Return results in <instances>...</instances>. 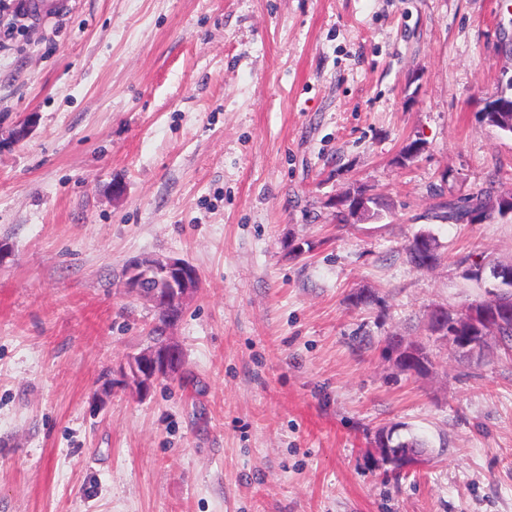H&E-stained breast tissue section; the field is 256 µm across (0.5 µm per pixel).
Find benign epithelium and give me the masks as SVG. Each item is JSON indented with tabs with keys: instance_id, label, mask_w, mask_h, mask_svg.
Here are the masks:
<instances>
[{
	"instance_id": "benign-epithelium-1",
	"label": "benign epithelium",
	"mask_w": 512,
	"mask_h": 512,
	"mask_svg": "<svg viewBox=\"0 0 512 512\" xmlns=\"http://www.w3.org/2000/svg\"><path fill=\"white\" fill-rule=\"evenodd\" d=\"M499 288L512 289V264L500 263L493 273ZM125 286L130 291L143 294L144 288L152 287L150 300L155 308L164 309L177 320L188 295L199 287L197 269L179 258L143 257L131 262L125 270ZM448 314L446 309H435L430 314L432 334L446 338L458 350H474L487 345L489 331L502 318L512 314V299H501L492 307H474L468 317L455 324V330L444 336L442 323ZM180 364V351L170 343L154 346L128 358L120 367L119 379L108 378L101 394L108 395L116 384L132 386L140 392H148L164 377L176 372Z\"/></svg>"
}]
</instances>
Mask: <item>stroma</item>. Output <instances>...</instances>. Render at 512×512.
I'll use <instances>...</instances> for the list:
<instances>
[{"mask_svg":"<svg viewBox=\"0 0 512 512\" xmlns=\"http://www.w3.org/2000/svg\"><path fill=\"white\" fill-rule=\"evenodd\" d=\"M5 30L0 512H512V352L425 329L484 297L464 257L512 262V215L436 216L512 193V135L482 118L512 85V0H70ZM358 186L388 213L335 223ZM146 255L199 272L166 331L182 366L98 406L149 343L124 285ZM394 425L433 447L406 475L374 444ZM493 185L486 190L465 198L463 201H448L441 204V215L437 216L444 220L461 221L476 214L481 218H489L494 213L498 216H506V208L504 206V196L502 194H495ZM426 236V239L424 237ZM422 243H427L428 248H423ZM438 241L430 231L417 232L406 246V260L414 268L419 270L432 268L441 261Z\"/></svg>","mask_w":512,"mask_h":512,"instance_id":"35a3bbf8","label":"stroma"}]
</instances>
